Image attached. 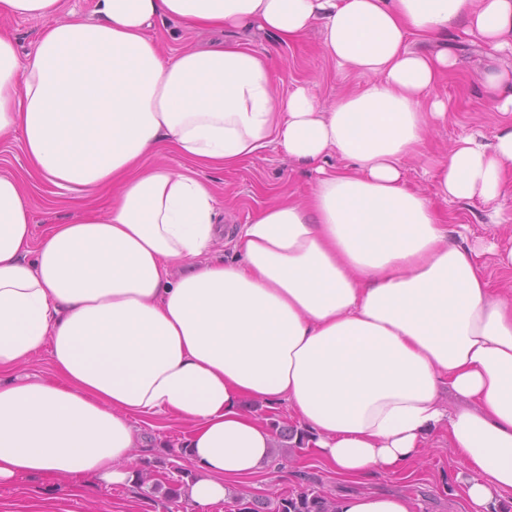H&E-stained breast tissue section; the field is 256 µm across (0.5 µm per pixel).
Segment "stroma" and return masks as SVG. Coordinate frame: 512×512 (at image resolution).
Masks as SVG:
<instances>
[{"label": "stroma", "mask_w": 512, "mask_h": 512, "mask_svg": "<svg viewBox=\"0 0 512 512\" xmlns=\"http://www.w3.org/2000/svg\"><path fill=\"white\" fill-rule=\"evenodd\" d=\"M248 47L267 54L278 78L277 91L287 94L300 85L314 88L323 104L332 103L344 92L364 84V77L344 72L326 56L318 30H311L294 45L284 48L258 31L239 36ZM412 50L432 54L446 49L457 59L455 68L434 89L435 95L446 98L450 113L445 123L435 127L427 154L407 160L405 174L409 185L426 196L434 197L436 182L429 159L446 152L459 138L473 132L493 139L504 122L503 116L490 112L481 82L486 71L512 66V55L495 53L449 31L438 42L412 41ZM203 180L216 190L222 225L239 226L265 206L278 192L295 197L306 196L315 174L310 167L288 158L278 145H270L238 168L228 171H201ZM27 205L35 233L57 223L64 209L54 187L31 181ZM435 205L452 223L470 225L471 243L485 246V272L493 283H502L505 275L498 263L500 250L512 246V191L500 201L503 223L490 218V209L480 203L443 201ZM145 446L138 449L141 468L153 471L166 483L180 480L190 465L179 450L188 427L177 419L162 416L153 423H139ZM458 456L448 437L433 435L424 456L397 474L372 473L355 482L336 479L334 473L318 459L314 449L289 448L275 464L261 474L242 479L240 492L253 497L273 499L316 488L329 496L393 492L411 496L418 504L417 512H466V503L457 480ZM55 512H189V506L178 498L167 497L145 486L110 487L96 490L92 497H61L52 482L39 477L23 478L12 485L0 487V512H41L44 504Z\"/></svg>", "instance_id": "35a3bbf8"}]
</instances>
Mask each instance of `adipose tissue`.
I'll return each mask as SVG.
<instances>
[{
  "label": "adipose tissue",
  "mask_w": 512,
  "mask_h": 512,
  "mask_svg": "<svg viewBox=\"0 0 512 512\" xmlns=\"http://www.w3.org/2000/svg\"><path fill=\"white\" fill-rule=\"evenodd\" d=\"M0 0L47 18L19 54L0 32V141H19L71 213L34 237L29 178L0 175V485L42 476L82 496L139 478L133 427L188 424L194 512L278 453L246 402L287 403L292 443L337 476L394 472L447 434L469 512L512 494V289L492 286L469 228L411 189L407 160L448 119L432 90L449 53L410 40L457 28L512 54V0ZM255 28L283 46L319 28L328 56L364 76L322 105L275 93L267 55L215 43L165 53L157 20ZM313 166L304 199L281 194L241 225L231 259L209 257L218 203L202 169L270 145ZM166 146L182 158L157 161ZM338 165L326 166L327 158ZM442 200L498 204L512 123L432 159ZM114 192L103 212L88 206ZM48 354L51 374H22ZM449 392L465 400L451 411ZM333 512H417L402 494L335 498Z\"/></svg>",
  "instance_id": "adipose-tissue-1"
}]
</instances>
